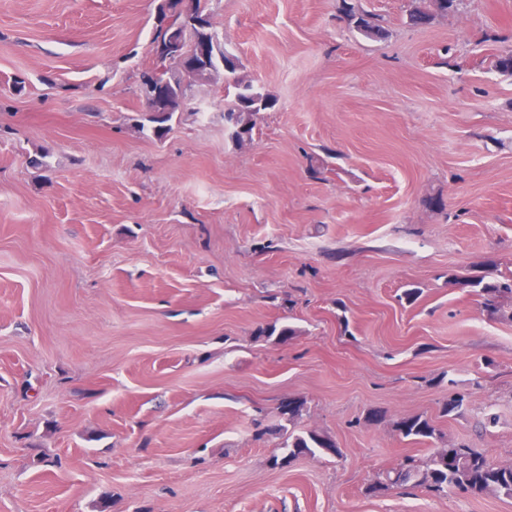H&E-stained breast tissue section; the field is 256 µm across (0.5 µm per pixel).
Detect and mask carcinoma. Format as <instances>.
I'll return each instance as SVG.
<instances>
[{"instance_id":"1","label":"carcinoma","mask_w":512,"mask_h":512,"mask_svg":"<svg viewBox=\"0 0 512 512\" xmlns=\"http://www.w3.org/2000/svg\"><path fill=\"white\" fill-rule=\"evenodd\" d=\"M208 2L169 0L167 8L170 24L164 26L162 21H157L153 27L151 43L182 37L192 54H197L200 48L205 49L208 73L213 74L227 61L229 51L222 47L213 25L203 30L193 25L197 16L208 15ZM453 3L454 0H417L410 9L409 22L416 27H426L436 17L446 15ZM343 12L348 23L370 40H381L389 33L385 19L377 14L348 3L344 5ZM240 68L238 60L224 68L225 96L230 98L224 105V118L233 119L240 125V130L234 132V140L243 144L252 140L256 126L254 116L273 108L276 100L270 93L262 91L252 81L241 76ZM139 90L148 111L152 112L149 121L164 123L172 120L174 114L180 111L186 98L187 86L183 84L182 73L177 68L156 62L151 69L142 73ZM460 285L481 288L486 295V306L496 312L499 311V299L512 296V277L497 283H485L481 279L464 280ZM395 428L404 438L430 442L442 439L440 431L423 416L401 418L395 422ZM318 448L340 454V450L324 437L316 434L306 437L290 434L281 444L284 455H273L272 462L277 465L286 464L288 460L299 456L314 458ZM390 487L417 488L438 496H446L448 491L458 490L473 496L492 493L512 498V466L495 465L471 448L437 449L423 461L413 456L405 457L397 468L370 483L366 493L375 495Z\"/></svg>"}]
</instances>
